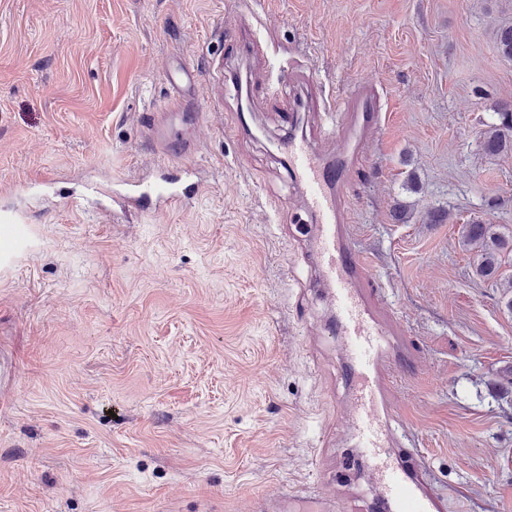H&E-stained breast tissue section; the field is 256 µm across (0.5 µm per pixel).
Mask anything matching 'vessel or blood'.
Returning <instances> with one entry per match:
<instances>
[{
  "label": "vessel or blood",
  "mask_w": 512,
  "mask_h": 512,
  "mask_svg": "<svg viewBox=\"0 0 512 512\" xmlns=\"http://www.w3.org/2000/svg\"><path fill=\"white\" fill-rule=\"evenodd\" d=\"M318 109L332 119L327 135L335 139V148L316 151L292 136L282 151L294 179L306 189L317 222L315 260L345 341L355 437L391 512H447L446 497L431 491L423 465L402 452L408 437L390 416L389 396L396 384V359H413L414 348L400 339L397 318L384 302L385 287L353 245L345 214L344 190L364 147L384 125L380 94L376 86L359 83L342 99L320 97ZM188 193L168 180L154 189L156 200L168 207Z\"/></svg>",
  "instance_id": "vessel-or-blood-1"
}]
</instances>
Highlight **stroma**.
<instances>
[{"instance_id": "obj_1", "label": "stroma", "mask_w": 512, "mask_h": 512, "mask_svg": "<svg viewBox=\"0 0 512 512\" xmlns=\"http://www.w3.org/2000/svg\"><path fill=\"white\" fill-rule=\"evenodd\" d=\"M512 0H0V512H374L315 225L275 101L368 81L346 193L417 354L392 409L448 512H512ZM194 72L164 159L147 119ZM191 166L169 209L113 204ZM505 241L484 276L468 224ZM497 110L499 123L482 133L484 149L492 155L512 151V101L502 102Z\"/></svg>"}]
</instances>
